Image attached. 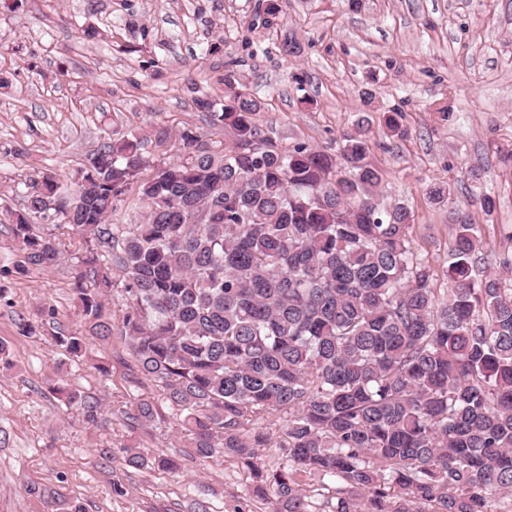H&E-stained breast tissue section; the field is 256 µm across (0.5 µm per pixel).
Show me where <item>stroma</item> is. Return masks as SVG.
<instances>
[{
	"label": "stroma",
	"mask_w": 512,
	"mask_h": 512,
	"mask_svg": "<svg viewBox=\"0 0 512 512\" xmlns=\"http://www.w3.org/2000/svg\"><path fill=\"white\" fill-rule=\"evenodd\" d=\"M0 0V255L18 258L11 231L20 183L51 170L64 192L107 139H149L155 126L190 128L231 142L200 112L196 92L223 99L246 89L256 122L280 147L304 142L335 152L368 119L370 163L384 176L383 204L413 214V244L434 266L448 253L454 211L480 224L494 251L512 225V0ZM99 31L96 39L84 29ZM291 39L293 55L281 44ZM400 109L404 137L383 112ZM448 200L433 201V184ZM495 207L485 212L482 195ZM65 262L27 276L0 275V512H42L44 496L84 512H233L250 483L230 455H191L160 390L134 369L120 334L90 340L71 361L58 331L84 324ZM38 325L26 335V321ZM107 373H100V365ZM96 398L88 424L56 387ZM153 402L154 421L130 427L121 410ZM175 456L174 471L135 470L124 446ZM123 494H116L114 484Z\"/></svg>",
	"instance_id": "1"
}]
</instances>
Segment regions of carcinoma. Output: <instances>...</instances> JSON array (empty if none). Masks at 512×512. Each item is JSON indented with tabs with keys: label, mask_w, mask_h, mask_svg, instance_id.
I'll use <instances>...</instances> for the list:
<instances>
[{
	"label": "carcinoma",
	"mask_w": 512,
	"mask_h": 512,
	"mask_svg": "<svg viewBox=\"0 0 512 512\" xmlns=\"http://www.w3.org/2000/svg\"><path fill=\"white\" fill-rule=\"evenodd\" d=\"M195 102L231 131L232 146L159 127L155 146L181 145L183 156L168 161L137 137L104 141L59 213L54 174L28 177L11 224L22 259L0 272L73 261L79 315L102 337L118 293L120 335L179 411L195 455L236 456L251 477L247 499L270 512H315L316 479L332 483L328 512H500L497 502L512 503V260L476 277L486 240L460 215L447 265L434 268L412 245L413 214L376 199L382 173L367 161L362 125L334 154L282 149L256 124L250 94ZM402 120L384 113L389 136H404ZM119 204L127 224L111 222ZM43 220L82 241L66 248ZM440 276L447 287H437ZM56 341L86 354L83 336ZM57 391L97 422L92 397L65 383ZM122 415L140 425L155 412L140 399ZM267 416L284 422L278 441ZM273 446L288 468H266L262 451ZM122 461L176 468L134 446Z\"/></svg>",
	"instance_id": "carcinoma-1"
}]
</instances>
